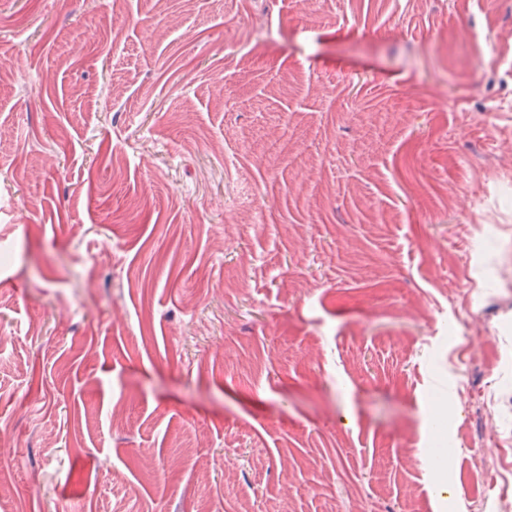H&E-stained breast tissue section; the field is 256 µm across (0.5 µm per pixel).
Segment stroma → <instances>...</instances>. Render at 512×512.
<instances>
[{
	"instance_id": "stroma-1",
	"label": "stroma",
	"mask_w": 512,
	"mask_h": 512,
	"mask_svg": "<svg viewBox=\"0 0 512 512\" xmlns=\"http://www.w3.org/2000/svg\"><path fill=\"white\" fill-rule=\"evenodd\" d=\"M507 267L512 0H0V512L512 507Z\"/></svg>"
}]
</instances>
